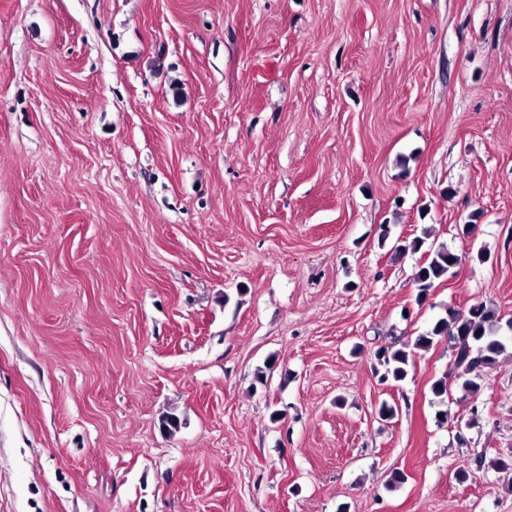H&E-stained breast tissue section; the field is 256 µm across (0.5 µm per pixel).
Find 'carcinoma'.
<instances>
[{
  "label": "carcinoma",
  "instance_id": "carcinoma-1",
  "mask_svg": "<svg viewBox=\"0 0 512 512\" xmlns=\"http://www.w3.org/2000/svg\"><path fill=\"white\" fill-rule=\"evenodd\" d=\"M457 262L458 258L443 247L427 251V259L415 277L417 304L427 299L435 283L448 278ZM446 336L453 342L454 368L458 375L465 376L462 387L470 395L480 391L482 381L496 366L498 356L512 339L501 334L496 311L480 302L466 310L448 311L447 316L438 319L430 330L415 337L412 348L427 350L436 340ZM375 357L384 368L381 380L401 382L407 377L412 352L381 347Z\"/></svg>",
  "mask_w": 512,
  "mask_h": 512
}]
</instances>
